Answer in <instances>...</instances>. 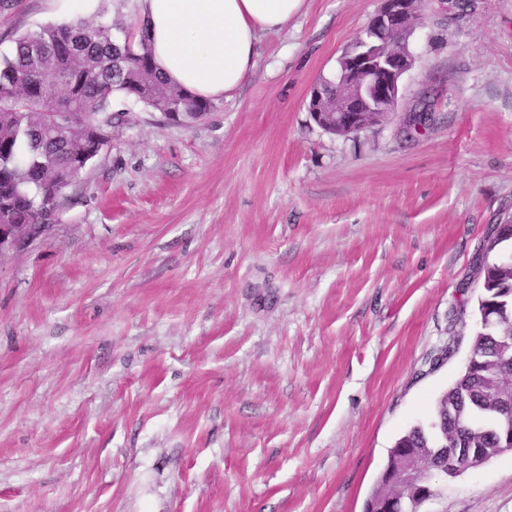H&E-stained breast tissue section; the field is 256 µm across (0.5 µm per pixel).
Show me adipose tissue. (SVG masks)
Instances as JSON below:
<instances>
[{"instance_id": "ef3b65f1", "label": "adipose tissue", "mask_w": 512, "mask_h": 512, "mask_svg": "<svg viewBox=\"0 0 512 512\" xmlns=\"http://www.w3.org/2000/svg\"><path fill=\"white\" fill-rule=\"evenodd\" d=\"M305 0H137L154 62L165 80L218 100L256 66L261 34L287 27Z\"/></svg>"}]
</instances>
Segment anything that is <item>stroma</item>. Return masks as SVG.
<instances>
[{
    "label": "stroma",
    "mask_w": 512,
    "mask_h": 512,
    "mask_svg": "<svg viewBox=\"0 0 512 512\" xmlns=\"http://www.w3.org/2000/svg\"><path fill=\"white\" fill-rule=\"evenodd\" d=\"M456 2L423 0L397 113L354 137L307 103L380 0H306L190 126L115 99L111 148L0 258V512H363L512 215V0ZM72 19L0 0V55ZM433 484L421 512H512L511 455Z\"/></svg>",
    "instance_id": "obj_1"
}]
</instances>
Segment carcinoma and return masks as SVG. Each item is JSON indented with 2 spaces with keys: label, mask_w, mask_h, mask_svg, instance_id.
Returning a JSON list of instances; mask_svg holds the SVG:
<instances>
[{
  "label": "carcinoma",
  "mask_w": 512,
  "mask_h": 512,
  "mask_svg": "<svg viewBox=\"0 0 512 512\" xmlns=\"http://www.w3.org/2000/svg\"><path fill=\"white\" fill-rule=\"evenodd\" d=\"M121 95L157 112L177 106L208 112L211 103L169 84L157 73L149 36L131 26L73 22L45 25L14 39L0 56V224H40L79 175L86 132H112V102ZM512 226L488 240L486 253L506 250ZM502 257L483 260L478 311L495 314L472 348L477 361L437 399L430 421L410 427L395 442L366 501L365 512H416L417 489L401 479L402 451L428 468L463 456L473 468L498 457L512 432V365L501 351L512 341V267Z\"/></svg>",
  "instance_id": "obj_1"
}]
</instances>
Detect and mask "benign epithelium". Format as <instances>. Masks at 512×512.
<instances>
[{
    "label": "benign epithelium",
    "instance_id": "obj_1",
    "mask_svg": "<svg viewBox=\"0 0 512 512\" xmlns=\"http://www.w3.org/2000/svg\"><path fill=\"white\" fill-rule=\"evenodd\" d=\"M380 2L369 26L338 60L335 94L324 95L319 83L311 89L308 111L328 133L356 135L398 108L402 78L415 64L407 38L421 23L422 0ZM429 121L427 109L416 107L405 113L403 132H418ZM48 228L47 224H1L0 256L37 240Z\"/></svg>",
    "mask_w": 512,
    "mask_h": 512
}]
</instances>
